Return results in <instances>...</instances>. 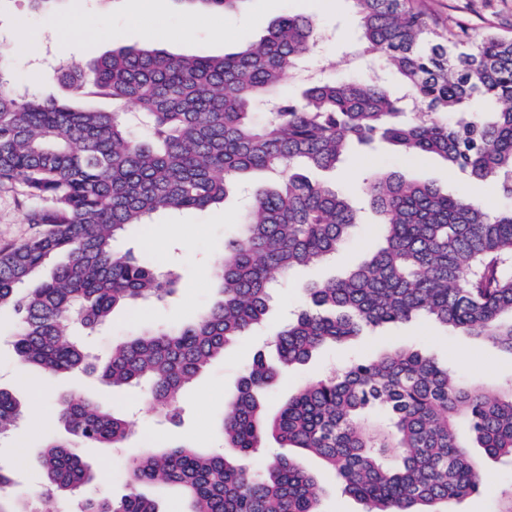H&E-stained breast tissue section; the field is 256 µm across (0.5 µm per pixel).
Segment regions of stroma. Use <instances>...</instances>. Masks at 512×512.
Here are the masks:
<instances>
[{"mask_svg":"<svg viewBox=\"0 0 512 512\" xmlns=\"http://www.w3.org/2000/svg\"><path fill=\"white\" fill-rule=\"evenodd\" d=\"M136 3L137 0H64L48 14L33 11L29 0H0V39L10 38L15 20H25L32 39L12 53L18 76L28 81L30 90L39 97L61 98L66 91L54 82V68L67 63L85 65L113 49L138 44V34L130 22V11ZM429 3L444 18L467 14L476 31L492 25L503 34H512V0ZM73 10L78 11L81 21L71 26L67 46H59L47 20L49 16L60 17ZM288 14L313 16L318 25L320 38L313 54L304 62L305 68L321 73L330 82L368 80L374 76L376 61L369 57L358 60L353 55L360 42V31L351 0H331L327 7L317 6L315 0H249L243 10L229 19L220 12L183 9L175 0H156L152 11L169 33L163 50L184 56H221L232 52L245 39L257 40L267 35L274 21ZM102 28L110 31L111 41H99L98 31ZM373 169L397 171L412 180L452 187L468 197L503 207L512 203L500 197L493 184L471 181L464 174L449 170L441 158L412 162L386 143L371 150L353 151L338 169L318 173L317 178L356 196L362 178ZM241 207L240 199L233 194L223 205L208 211L155 214L154 226L168 227L169 232L150 245L133 235L118 237L113 243L115 251H149L180 274V286L164 301L144 303L135 310L115 311L110 328L91 337L90 345L100 351L131 332L193 320L215 296L209 272L223 253L225 240L237 232ZM27 209L20 187L0 185V250L20 245L41 233V226L26 222ZM376 223V216H367L365 223L352 230L334 260L293 274L288 283L277 289L265 329L228 346L223 356L202 371L184 392L181 417L173 422L160 420L144 389L113 392L93 374L48 376L25 368L9 343L15 323L9 316L0 317V386L12 390L27 407L20 428L13 435L0 438V463L15 469L13 494H28L44 483L40 448L47 437L62 432L54 405L58 398L75 392L98 398L132 423L123 447H80L79 454L93 474L87 487L90 493L115 499L125 495V467L141 448L163 450L183 444L206 452L217 447L221 442L219 423L225 402L235 395L239 378L255 355L275 361L276 350L269 336L302 309L301 285L340 277L378 249L381 237ZM396 346L427 351L440 363L449 365L460 378L489 389L504 388L512 382L511 354L432 321L417 319L370 330L359 338L319 349L307 363L290 369L266 391L267 414L277 413L308 379ZM298 462L319 480L321 512H363V503L345 494L319 459L302 455ZM481 465L483 479L478 491L455 504V512H512V466L486 456L482 457Z\"/></svg>","mask_w":512,"mask_h":512,"instance_id":"obj_1","label":"stroma"}]
</instances>
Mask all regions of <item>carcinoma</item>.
I'll return each mask as SVG.
<instances>
[{
  "mask_svg": "<svg viewBox=\"0 0 512 512\" xmlns=\"http://www.w3.org/2000/svg\"><path fill=\"white\" fill-rule=\"evenodd\" d=\"M229 16L247 0H179ZM360 47L398 77L311 82L290 99L282 87L313 50L312 18L286 15L232 54L180 56L151 45L112 51L90 66L60 67L71 96L37 98L8 86L0 49V183L22 187L30 224L45 231L0 252V310L16 318L11 343L25 366L47 373L97 369L112 387L146 385L165 416L224 349L264 324L274 291L296 270L336 257L364 210L383 244L344 277L302 288L307 305L275 334L280 367L253 358L221 431L236 457L272 440L321 459L365 512H447L482 481L479 448L512 463V382L490 390L459 378L415 348L356 360L315 378L272 417L261 394L281 369L367 328L428 318L512 354V207L491 210L397 171L371 172L366 206L315 183L302 168L333 169L354 144H392L420 160L442 157L468 178L512 198V36L444 22L427 0H352ZM89 94L131 103L126 113L80 108ZM425 107L411 112L409 106ZM250 184L240 233L211 270L215 300L196 320L129 336L99 357L66 338L90 335L112 311L159 302L177 276L150 255L113 250L114 239L157 211H204ZM67 434L94 447L122 444L129 423L80 394L57 400ZM26 415L0 387V437ZM226 453L145 448L126 467L118 500L84 496L91 480L65 438L45 440L46 485L24 498L0 467V512H36L43 496L76 499L75 512H158L138 491L162 482L182 493V512H320L316 478L293 456L250 471Z\"/></svg>",
  "mask_w": 512,
  "mask_h": 512,
  "instance_id": "1",
  "label": "carcinoma"
}]
</instances>
